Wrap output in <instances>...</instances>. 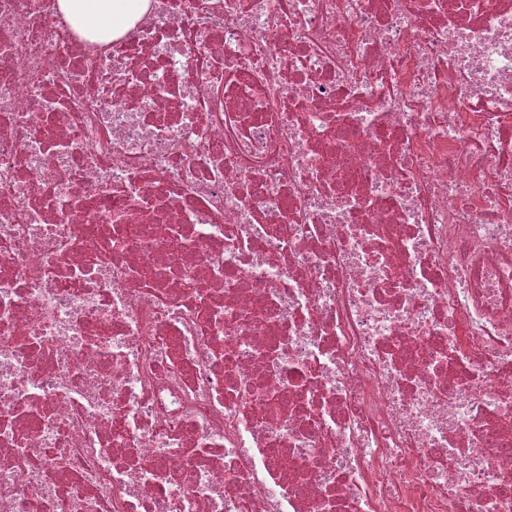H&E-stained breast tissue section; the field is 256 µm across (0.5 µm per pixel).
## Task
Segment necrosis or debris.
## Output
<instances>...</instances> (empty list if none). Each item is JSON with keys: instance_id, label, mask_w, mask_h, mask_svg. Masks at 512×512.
<instances>
[{"instance_id": "4bbe7bcc", "label": "necrosis or debris", "mask_w": 512, "mask_h": 512, "mask_svg": "<svg viewBox=\"0 0 512 512\" xmlns=\"http://www.w3.org/2000/svg\"><path fill=\"white\" fill-rule=\"evenodd\" d=\"M0 512H512V0H0ZM157 0H57L72 28L106 43L155 9Z\"/></svg>"}]
</instances>
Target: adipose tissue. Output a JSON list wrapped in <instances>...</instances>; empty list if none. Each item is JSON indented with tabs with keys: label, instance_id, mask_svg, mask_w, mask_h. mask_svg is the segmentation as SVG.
<instances>
[{
	"label": "adipose tissue",
	"instance_id": "adipose-tissue-1",
	"mask_svg": "<svg viewBox=\"0 0 512 512\" xmlns=\"http://www.w3.org/2000/svg\"><path fill=\"white\" fill-rule=\"evenodd\" d=\"M72 28L106 43L154 10L156 0H57Z\"/></svg>",
	"mask_w": 512,
	"mask_h": 512
}]
</instances>
